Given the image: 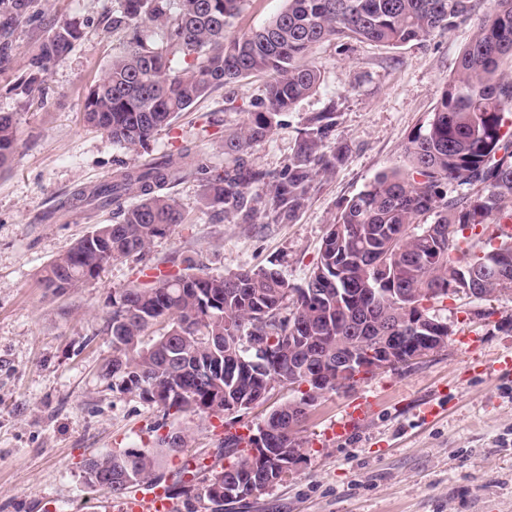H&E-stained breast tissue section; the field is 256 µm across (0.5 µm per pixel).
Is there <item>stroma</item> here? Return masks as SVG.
I'll use <instances>...</instances> for the list:
<instances>
[{"label": "stroma", "instance_id": "35a3bbf8", "mask_svg": "<svg viewBox=\"0 0 512 512\" xmlns=\"http://www.w3.org/2000/svg\"><path fill=\"white\" fill-rule=\"evenodd\" d=\"M114 5L33 0L29 20H0V112L12 113L17 128V149L0 169V512H45L49 501L56 512H89L99 493L85 482L86 459L154 441L160 409L113 391L102 373L112 354L113 296L139 280L142 267L174 270L187 257L212 275L274 263L291 286H304L346 201L379 173L404 167L408 136L433 111L484 14L476 9L422 44L327 41L313 49L319 87L250 155L278 173L306 117L335 105V140L347 155L317 182L294 223L225 218L203 206L200 183L189 176L169 190L184 223L155 238L143 260L113 259L96 280L56 295L41 283L44 268L96 225L117 220L108 208H71L75 191L158 157L177 134L197 140L205 163L223 164L222 139L198 141L200 128L240 126L264 95V78L252 77L214 91L143 147L114 144L82 121L89 87L126 48L125 35L111 29ZM62 22L76 23L80 36L41 75L39 90L28 91L27 61ZM435 309L453 331L443 349L323 394L300 428L303 463L223 512H512V374L494 369L512 352V292L454 296ZM299 395L298 386L281 384L248 411L180 417L172 429L185 445L164 467L189 457L224 466L225 432L247 433ZM359 402L363 419L347 435L333 434Z\"/></svg>", "mask_w": 512, "mask_h": 512}]
</instances>
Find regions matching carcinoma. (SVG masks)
<instances>
[{"instance_id": "1", "label": "carcinoma", "mask_w": 512, "mask_h": 512, "mask_svg": "<svg viewBox=\"0 0 512 512\" xmlns=\"http://www.w3.org/2000/svg\"><path fill=\"white\" fill-rule=\"evenodd\" d=\"M244 0H116L112 29L131 37L112 58L105 77L86 94L82 118L112 142L135 148L161 128L171 127L214 90L254 74L271 76L264 99L239 127L224 131V164L208 165L194 147L137 166L122 167L91 193L77 192L72 204L112 207L120 216L100 224L44 270L42 283L55 293L97 278L117 256H138L153 239L170 233L185 217L164 189L194 173L205 204L241 224L256 218L264 203L269 224H291L306 206L319 177L336 168L343 147L330 148L336 108L310 114L297 132L288 163L271 174L249 163L254 145L268 138L279 117L319 86L309 62L325 40L357 39L390 46L419 44L437 31H451L475 11L473 0H286L267 25L229 37ZM462 51L456 76L425 123L408 137L409 167L377 175L351 197L323 236L320 257L305 285L291 287L272 267L209 275L185 267L145 284L133 283L112 299L108 331L112 356L104 371L112 388L136 393L163 411V419L194 413L196 398L220 414L277 384H301L292 366L333 371L329 350L375 336L380 320L396 323L406 305L418 304L430 319L434 305L463 288L486 295L512 291V235L469 252L465 231L487 230L512 220V77L501 70L512 56V0H494ZM32 0H0V13L13 21L28 18ZM161 27L156 45L144 28ZM79 37L64 22L28 59L45 73ZM17 147L13 114L0 112V167ZM149 341H144V337ZM273 341L283 351L277 365L254 363L255 344ZM217 366L215 380H197L198 369ZM262 425L277 433L270 458L253 467V435L228 432L222 445L235 449L231 462L209 476L207 466L185 462L175 473L179 494L219 512L227 500L252 496L257 482L282 474L287 460L278 449L303 447L299 428L275 419ZM155 453L127 448L88 459L84 474L100 482L88 486L121 498L134 489L161 483ZM219 483L234 495L210 494Z\"/></svg>"}]
</instances>
